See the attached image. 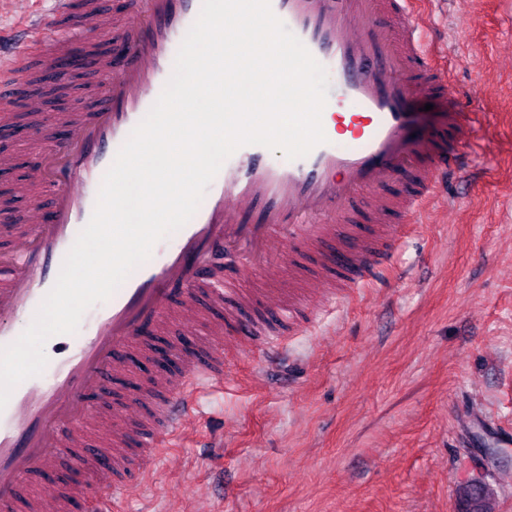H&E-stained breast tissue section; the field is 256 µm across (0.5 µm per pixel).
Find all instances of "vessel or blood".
Here are the masks:
<instances>
[{"instance_id": "obj_1", "label": "vessel or blood", "mask_w": 512, "mask_h": 512, "mask_svg": "<svg viewBox=\"0 0 512 512\" xmlns=\"http://www.w3.org/2000/svg\"><path fill=\"white\" fill-rule=\"evenodd\" d=\"M9 2L25 39L0 53V87L28 79L33 63L75 55L101 77L104 101L54 115L65 138L38 134L43 147L31 178L51 206L36 199L15 217L9 260L17 271L0 278V347L22 334L54 286L105 173L162 93L202 7V0H136L107 51L87 58L77 36L101 28L104 0H55L44 17L29 0ZM412 2L271 0L274 14L336 77L322 112L326 143L285 165L269 163L266 147L238 149L176 242L92 311L42 374L13 389L0 410V512H101L105 496L131 491L119 473L148 463L185 429L197 380H223L226 326L240 342L270 347L331 298L321 286L295 284L259 314L262 291L245 288L246 280L275 277L288 252L315 256L329 275L373 280L442 180L465 172L469 113L453 108L443 126L416 130L425 117L415 102L452 87L437 71V54L421 45ZM254 211L258 222H245ZM358 221L371 225L370 234L354 231ZM215 274L220 287L199 305L190 287ZM158 334L168 338L160 348L151 342ZM137 361L156 372L132 401L92 404L112 383L133 378ZM66 454L72 465L60 484L57 461Z\"/></svg>"}]
</instances>
